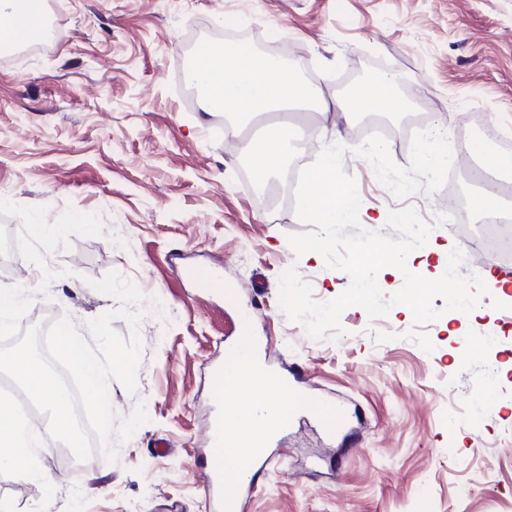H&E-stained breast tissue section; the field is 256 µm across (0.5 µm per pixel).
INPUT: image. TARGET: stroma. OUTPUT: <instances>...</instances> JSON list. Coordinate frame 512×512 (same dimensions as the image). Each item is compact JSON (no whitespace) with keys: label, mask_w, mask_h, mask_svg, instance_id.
<instances>
[{"label":"stroma","mask_w":512,"mask_h":512,"mask_svg":"<svg viewBox=\"0 0 512 512\" xmlns=\"http://www.w3.org/2000/svg\"><path fill=\"white\" fill-rule=\"evenodd\" d=\"M57 36L20 60H0V199L100 217L97 236L25 263L27 280L58 271L31 309L70 317L79 332L118 308L93 283L109 272L133 283L148 313L115 331L142 340L135 393L111 382L118 419L147 416L118 447L42 486L0 475L12 512H207L201 475L213 414L212 363L244 322L268 339V368L297 377L283 401L275 468L258 478L245 512H512V314L482 305L443 312L425 325L391 310L373 325L360 307L342 332L315 340L280 305V276L297 266L313 296L348 286L322 257L296 256L304 231L291 169L311 165L338 127L336 95L357 68L403 73L407 110L388 117L385 139L360 122L340 127L345 172L364 207L360 224L389 234L392 209L412 207L432 224L408 258L428 279L449 251L480 253L462 273L495 274L502 263L461 228L480 223L472 200L474 147L512 132V0H56ZM272 48L292 72L322 83L327 107L297 112L302 135L288 172L257 189L240 143L261 124L222 134L227 119L181 87L187 42ZM447 133V161L426 172L418 145ZM388 154L375 153L377 143ZM456 201L455 229L435 223ZM483 350L459 362L467 340ZM311 394L350 409L335 436L297 406ZM170 445L166 454L157 440Z\"/></svg>","instance_id":"stroma-1"}]
</instances>
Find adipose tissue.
<instances>
[{"label": "adipose tissue", "mask_w": 512, "mask_h": 512, "mask_svg": "<svg viewBox=\"0 0 512 512\" xmlns=\"http://www.w3.org/2000/svg\"><path fill=\"white\" fill-rule=\"evenodd\" d=\"M41 7L42 0H0V40L24 38L26 17L39 12ZM197 70L210 101L221 104L224 112L237 118L255 117L291 105L314 106L324 102L321 86L291 74L283 61L244 51L230 42L213 49L200 61ZM401 80L400 73H387L364 89L337 98L336 109L348 124L368 112L406 111L407 104L397 93ZM296 135L295 125L281 121L269 125L262 138L247 143L257 187H264L267 178L282 169L285 151ZM229 379L231 385L224 391V429L232 442L233 460L224 469V480L231 486L238 479L251 441L268 438L276 429L281 411L279 388L268 380L262 364L251 354L245 352L236 359ZM242 381L266 391L263 404L269 410L268 417L253 420L258 404L243 402L234 388L235 383Z\"/></svg>", "instance_id": "1"}]
</instances>
